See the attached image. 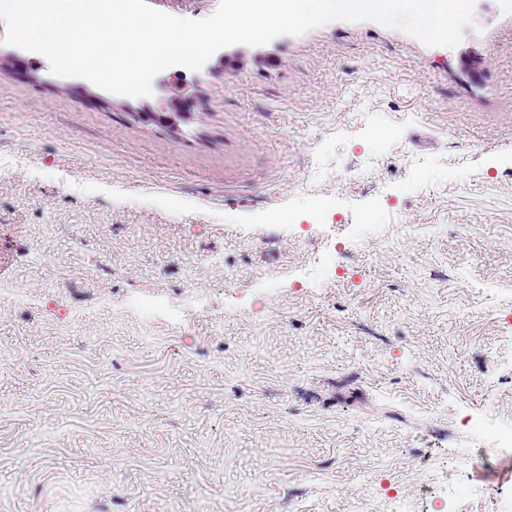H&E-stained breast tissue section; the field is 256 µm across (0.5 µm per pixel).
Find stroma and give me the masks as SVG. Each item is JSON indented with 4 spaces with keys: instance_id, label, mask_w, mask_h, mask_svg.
Wrapping results in <instances>:
<instances>
[{
    "instance_id": "stroma-1",
    "label": "stroma",
    "mask_w": 512,
    "mask_h": 512,
    "mask_svg": "<svg viewBox=\"0 0 512 512\" xmlns=\"http://www.w3.org/2000/svg\"><path fill=\"white\" fill-rule=\"evenodd\" d=\"M475 22L333 21L143 98L0 72V512H512V12Z\"/></svg>"
}]
</instances>
